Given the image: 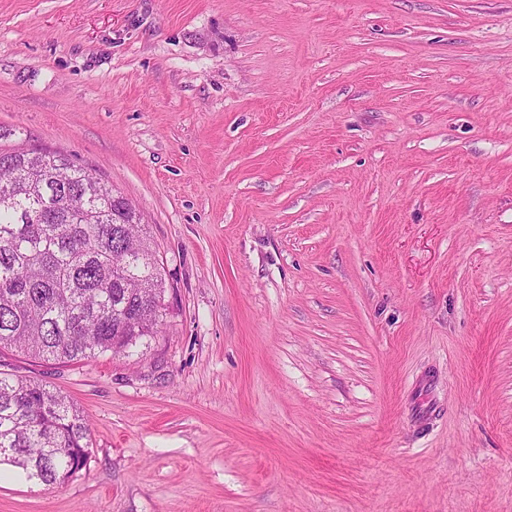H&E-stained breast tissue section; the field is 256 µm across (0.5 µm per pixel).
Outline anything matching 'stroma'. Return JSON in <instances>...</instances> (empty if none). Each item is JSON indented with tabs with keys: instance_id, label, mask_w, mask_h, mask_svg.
<instances>
[{
	"instance_id": "35a3bbf8",
	"label": "stroma",
	"mask_w": 512,
	"mask_h": 512,
	"mask_svg": "<svg viewBox=\"0 0 512 512\" xmlns=\"http://www.w3.org/2000/svg\"><path fill=\"white\" fill-rule=\"evenodd\" d=\"M141 211L160 336L56 365L0 512H512V0H0V148ZM91 431L82 411L41 381L0 372V466L62 484L86 466Z\"/></svg>"
}]
</instances>
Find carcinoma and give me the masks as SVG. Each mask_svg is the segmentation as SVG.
I'll return each mask as SVG.
<instances>
[{"label": "carcinoma", "mask_w": 512, "mask_h": 512, "mask_svg": "<svg viewBox=\"0 0 512 512\" xmlns=\"http://www.w3.org/2000/svg\"><path fill=\"white\" fill-rule=\"evenodd\" d=\"M165 278L141 213L48 149L0 151V349L44 362L120 354L160 333ZM82 411L42 382L0 372V465L47 485L86 466Z\"/></svg>", "instance_id": "obj_1"}]
</instances>
